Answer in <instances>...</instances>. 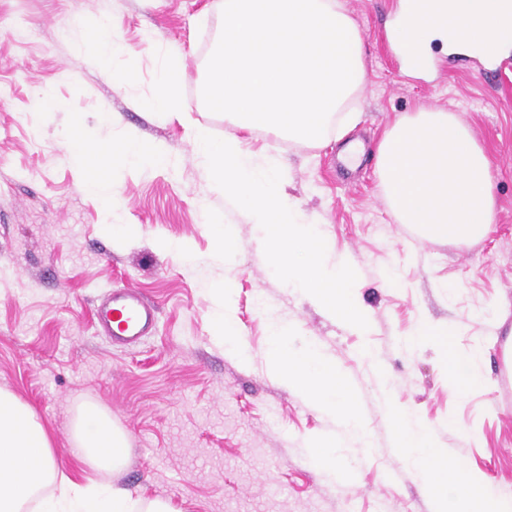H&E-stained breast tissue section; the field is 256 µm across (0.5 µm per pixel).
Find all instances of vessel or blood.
<instances>
[{
    "instance_id": "b4317fda",
    "label": "vessel or blood",
    "mask_w": 512,
    "mask_h": 512,
    "mask_svg": "<svg viewBox=\"0 0 512 512\" xmlns=\"http://www.w3.org/2000/svg\"><path fill=\"white\" fill-rule=\"evenodd\" d=\"M97 324L107 329L116 344H132L157 326L154 308L130 288L112 289L108 300L94 312Z\"/></svg>"
}]
</instances>
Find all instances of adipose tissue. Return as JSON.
<instances>
[{"instance_id": "1", "label": "adipose tissue", "mask_w": 512, "mask_h": 512, "mask_svg": "<svg viewBox=\"0 0 512 512\" xmlns=\"http://www.w3.org/2000/svg\"><path fill=\"white\" fill-rule=\"evenodd\" d=\"M79 39L89 65L110 69L122 52L111 23L75 20L69 30ZM392 39L408 73H422L430 45L440 40L451 51L496 58L512 50V0H404ZM182 58L167 48L155 75V89L142 108L174 114L181 110L179 80ZM65 162L86 174V190L105 212L122 206L118 172L149 173L170 168L173 159L159 144H145L126 133L117 150L105 153L97 141L67 138ZM109 167L112 177L96 176ZM376 176L396 223L413 225L424 239L473 244L484 239L494 219L495 183L485 148L454 113L421 109L398 115L383 134ZM289 326L269 320L276 349L273 365L289 386L311 401L335 425L317 443V463L332 468L354 445L365 443L366 426L356 395L334 359L317 348L280 349ZM403 462L426 489L434 512H512V496L493 489L470 467L449 456L429 427L411 410L385 398ZM74 455L79 463L113 474L127 464L129 435L102 413L81 415L73 424ZM0 512H171L156 500L143 505L125 489L84 484L61 476L51 438L31 410L11 391L0 388Z\"/></svg>"}]
</instances>
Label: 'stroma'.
<instances>
[{
    "label": "stroma",
    "instance_id": "35a3bbf8",
    "mask_svg": "<svg viewBox=\"0 0 512 512\" xmlns=\"http://www.w3.org/2000/svg\"><path fill=\"white\" fill-rule=\"evenodd\" d=\"M363 37L367 80L361 121L348 134L377 149L396 115L422 108L456 112L486 148L495 179L494 222L482 243L456 247L395 223L374 176V157L345 173L342 143L305 145L246 133L255 152L286 169V193L328 237L332 256L355 262L369 322L360 330L279 281L259 232L225 202L192 153V124L223 137L233 130L202 98L205 67L221 26L219 0H0V387L13 392L52 436L63 471L112 483L133 497L162 499L173 512H432L388 427L385 395L414 411L449 454L497 491L512 495V389L500 379V348L512 343V52L491 62L433 41L425 76L405 73L391 39L400 0H345ZM110 16L134 67L126 89L78 56L61 33L75 18ZM180 47L182 111L139 106L154 89L158 51ZM63 105L35 110L41 91ZM112 113L113 124L99 122ZM134 129L164 144L170 170L120 173L124 208L105 217L82 174L62 160L65 134L112 143ZM229 226L220 251L203 211ZM188 242L174 259L164 241ZM226 300L251 358L217 336L213 286ZM131 287L157 311V329L132 350L93 324L111 289ZM292 327L294 350L321 346L357 394L368 446L342 458L357 478L339 479L313 460L332 421L270 368L269 316ZM434 333L413 345L420 325ZM462 355L482 353L483 382L463 396L448 387L443 338ZM371 348L374 375L361 358ZM94 407L129 432V462L115 475L74 467L71 423Z\"/></svg>",
    "mask_w": 512,
    "mask_h": 512
}]
</instances>
